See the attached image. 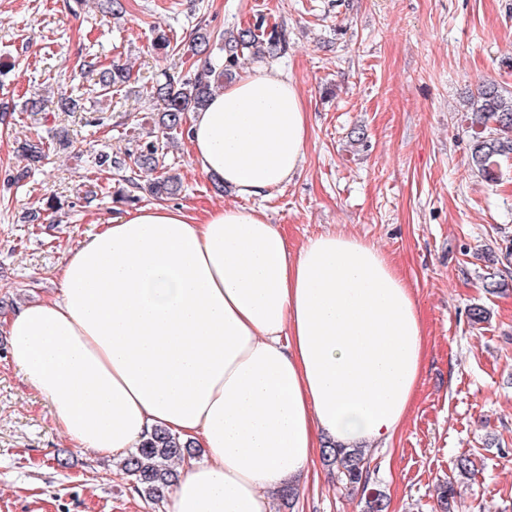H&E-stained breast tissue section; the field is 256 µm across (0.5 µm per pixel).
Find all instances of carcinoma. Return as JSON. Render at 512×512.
Instances as JSON below:
<instances>
[{"instance_id": "obj_1", "label": "carcinoma", "mask_w": 512, "mask_h": 512, "mask_svg": "<svg viewBox=\"0 0 512 512\" xmlns=\"http://www.w3.org/2000/svg\"><path fill=\"white\" fill-rule=\"evenodd\" d=\"M211 39L210 32L199 28L188 45L187 53L191 56H204L200 71L192 76L166 74L164 81H158L146 90V97L156 112L158 127L166 137L182 130L185 113L206 106L215 89L224 86L233 76L241 55L247 51L254 55H270L282 49L279 32L273 29L266 33L259 26L242 28L226 39H218L215 51L211 50ZM78 67L80 74L93 76L94 82L89 87L79 85L75 94L61 98L62 108L69 112L81 108L83 96L105 97L112 93V89L129 82L131 77L129 68L119 63L101 68L90 59L79 63ZM465 107L471 114L473 130L471 162L484 178L494 181L500 161L512 158V95L504 94L496 84L489 82L481 86L477 94L466 99ZM51 146L52 143L41 140L26 142L21 151L26 159L38 162ZM163 155L164 144L157 139L137 144L135 150L127 153L129 163L125 168L130 170L128 182L135 183L139 174L151 175L152 194H177L181 183L178 177L165 171ZM191 454V445L181 443L166 431L157 430L140 447L122 458L120 469L130 478L132 492L157 501L178 481L179 471L171 462ZM322 459L345 489L361 493L363 512H386L387 497L382 490L371 486L369 458L363 449L328 446L322 449ZM455 498V480L450 477L438 487L436 501L439 512H454Z\"/></svg>"}]
</instances>
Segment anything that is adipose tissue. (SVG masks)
Here are the masks:
<instances>
[{"label":"adipose tissue","mask_w":512,"mask_h":512,"mask_svg":"<svg viewBox=\"0 0 512 512\" xmlns=\"http://www.w3.org/2000/svg\"><path fill=\"white\" fill-rule=\"evenodd\" d=\"M307 137L292 81L225 84L190 118V155L243 205L97 222L56 294L1 327L73 447L124 456L162 430L205 449L180 461L173 512H272L326 442L390 441L420 385L423 325L392 258L342 231L290 250L245 204L289 181Z\"/></svg>","instance_id":"adipose-tissue-1"}]
</instances>
